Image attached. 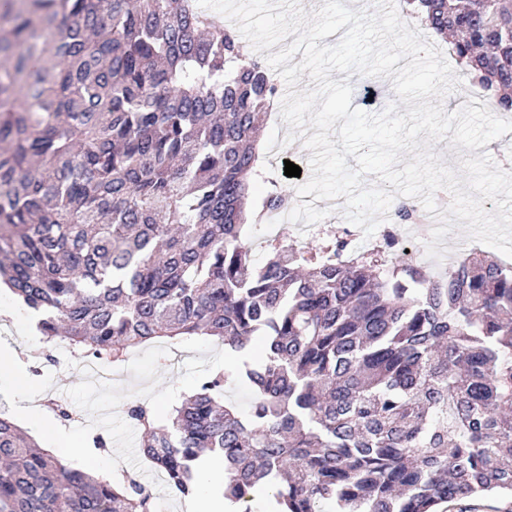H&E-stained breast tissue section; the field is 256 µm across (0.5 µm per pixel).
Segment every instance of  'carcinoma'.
<instances>
[{
    "label": "carcinoma",
    "instance_id": "obj_1",
    "mask_svg": "<svg viewBox=\"0 0 512 512\" xmlns=\"http://www.w3.org/2000/svg\"><path fill=\"white\" fill-rule=\"evenodd\" d=\"M472 81L512 111V0H404ZM238 30L197 0H0V277L49 343L119 361L211 336L244 354L167 420L126 405L142 453L182 495L224 462L251 512H437L512 494V264L474 248L448 271L388 265L343 238L277 239L253 263L245 200L266 184L256 134L277 86ZM396 224L422 221L395 198ZM138 475L60 463L0 408V512H152Z\"/></svg>",
    "mask_w": 512,
    "mask_h": 512
}]
</instances>
